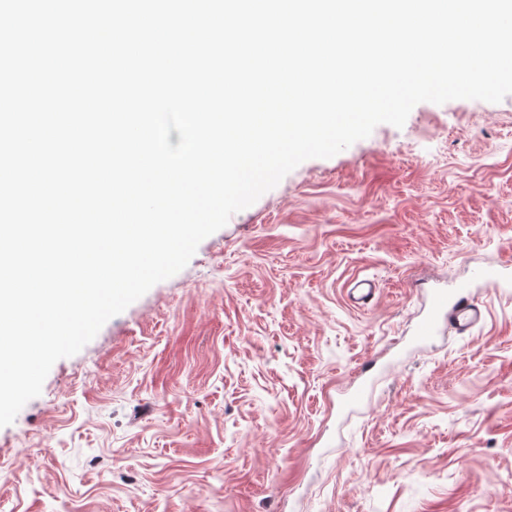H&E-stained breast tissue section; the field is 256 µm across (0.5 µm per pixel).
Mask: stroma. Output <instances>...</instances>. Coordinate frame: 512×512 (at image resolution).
<instances>
[{"instance_id":"stroma-1","label":"stroma","mask_w":512,"mask_h":512,"mask_svg":"<svg viewBox=\"0 0 512 512\" xmlns=\"http://www.w3.org/2000/svg\"><path fill=\"white\" fill-rule=\"evenodd\" d=\"M511 258L512 95L419 103L58 360L0 428V512H512V287L470 278ZM451 283L484 322L416 340Z\"/></svg>"}]
</instances>
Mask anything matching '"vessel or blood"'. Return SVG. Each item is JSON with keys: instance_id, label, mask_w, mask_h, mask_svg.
<instances>
[{"instance_id": "1", "label": "vessel or blood", "mask_w": 512, "mask_h": 512, "mask_svg": "<svg viewBox=\"0 0 512 512\" xmlns=\"http://www.w3.org/2000/svg\"><path fill=\"white\" fill-rule=\"evenodd\" d=\"M483 317L479 302L465 287L437 290L431 293L429 308L415 334L423 340L447 334L462 336L469 334Z\"/></svg>"}]
</instances>
